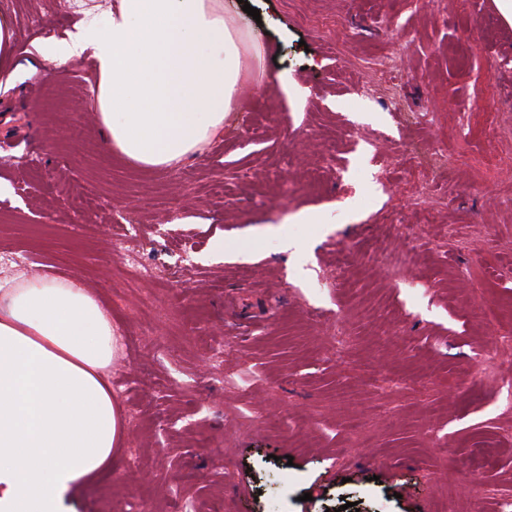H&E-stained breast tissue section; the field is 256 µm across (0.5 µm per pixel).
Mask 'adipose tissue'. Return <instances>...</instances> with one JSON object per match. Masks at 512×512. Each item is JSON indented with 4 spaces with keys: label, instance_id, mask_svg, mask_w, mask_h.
I'll use <instances>...</instances> for the list:
<instances>
[{
    "label": "adipose tissue",
    "instance_id": "ef3b65f1",
    "mask_svg": "<svg viewBox=\"0 0 512 512\" xmlns=\"http://www.w3.org/2000/svg\"><path fill=\"white\" fill-rule=\"evenodd\" d=\"M87 50L101 134L157 171L222 135L244 56L263 60L223 0H114L105 22L37 47L58 66ZM114 350L112 317L79 279L0 283V512H66L71 491L111 468L123 439Z\"/></svg>",
    "mask_w": 512,
    "mask_h": 512
}]
</instances>
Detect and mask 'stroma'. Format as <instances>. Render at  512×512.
<instances>
[{
	"label": "stroma",
	"mask_w": 512,
	"mask_h": 512,
	"mask_svg": "<svg viewBox=\"0 0 512 512\" xmlns=\"http://www.w3.org/2000/svg\"><path fill=\"white\" fill-rule=\"evenodd\" d=\"M252 5L224 0L261 36L239 95L255 109L188 158V187L106 147L91 54L33 53L112 0L70 20L0 0L22 49L0 62V281L79 278L117 339L123 445L69 512H512V26L495 0ZM384 50L400 67L377 83ZM120 232L155 277L124 270ZM377 238L380 262L340 268Z\"/></svg>",
	"instance_id": "obj_1"
}]
</instances>
